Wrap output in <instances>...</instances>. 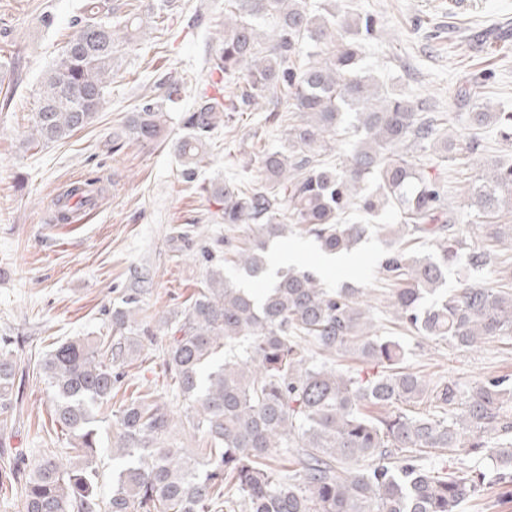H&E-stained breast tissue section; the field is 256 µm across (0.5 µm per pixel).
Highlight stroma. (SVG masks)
Here are the masks:
<instances>
[{"mask_svg":"<svg viewBox=\"0 0 512 512\" xmlns=\"http://www.w3.org/2000/svg\"><path fill=\"white\" fill-rule=\"evenodd\" d=\"M78 0H0V73L16 86L0 106V338L14 340L19 364V409L0 425V450L32 466L44 452L65 448L69 437L52 416V396L34 365L54 342L75 336H108L112 309L123 298L136 300L142 350L123 367L126 394L166 397L174 418L170 441L179 448L200 441L184 427L188 406L172 391L161 346L162 318L180 316L206 275L229 246L252 231L216 223V207L204 190L211 180L250 179L263 150L277 146L283 128L265 112L237 113L233 123L212 137L195 182H185L175 144L181 136L168 123L157 142L124 138L122 131L140 94L149 91L157 69L169 64L184 82V105L208 78L205 60L219 34L210 20L222 16L224 0H184L164 26L145 24L122 46L112 85L92 125L63 143L43 146L29 133L42 72L60 53L70 33ZM314 13L372 18L375 32L364 39L365 63L385 85H398L412 98L440 112H457V138L471 134L469 101H457L456 88L489 73L480 92L492 111L512 112V0H308ZM483 146L450 164L448 201L466 222V242L483 238L473 214L472 185L485 162L512 158L494 129L483 131ZM103 177L105 199L88 223L52 220L57 194L74 178ZM370 225L351 259L354 269H324L323 252L297 225L271 249L300 246L296 267L314 272L323 287L351 285L378 325H386L393 287L380 269L391 244L383 224ZM409 350L410 368L427 381L449 379L462 387L500 375L512 376V341L490 337L460 350L445 342L399 332Z\"/></svg>","mask_w":512,"mask_h":512,"instance_id":"1","label":"stroma"}]
</instances>
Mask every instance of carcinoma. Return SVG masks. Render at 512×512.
<instances>
[{"label":"carcinoma","instance_id":"obj_1","mask_svg":"<svg viewBox=\"0 0 512 512\" xmlns=\"http://www.w3.org/2000/svg\"><path fill=\"white\" fill-rule=\"evenodd\" d=\"M176 0H155L146 18L156 23ZM124 3L83 0L72 33L42 77L31 140L56 143L96 118L112 85L122 38L132 37L143 17L123 13ZM274 22L272 39L260 23ZM222 35L209 55L213 76L179 110L184 131L176 144L182 176L196 177L208 140L235 112L275 100L268 119L282 121L281 107L299 114L286 125L279 148L261 155L249 182L217 181L210 201L226 224L254 225L224 259L248 278L268 273L267 247L297 224L329 256H343L366 236V225L343 221L351 209L379 218L399 209L390 233L400 246L381 262L394 281L391 321L410 332L471 348L493 336L512 340V293L489 283L465 282L448 290V267L465 248L448 208V185L425 173L431 166L464 159L482 147L478 131L493 123L512 141V112L482 104L468 113L470 139L448 134L450 115L415 103L391 89L378 90L359 68L356 40L339 32L346 20L317 15L306 0H224ZM183 82L166 73L138 99L125 133L154 141L168 112L181 100ZM354 134L345 162L326 158L330 144ZM99 179L72 184L57 200L56 220L73 214L69 200L92 204ZM477 213L486 221L482 246L469 249L476 269H512V226L490 220L512 209V161L495 159L473 188ZM411 240L431 252L410 251ZM136 309H112V335L60 343L39 361L54 393V421L70 438L63 461L44 454L28 470L0 457V483L19 491L21 512H460L462 503L487 488L512 483V377H491L463 390L454 381L427 386L405 365L398 339L379 334L370 309L352 288L322 287L309 270L292 266L260 298L231 284L224 266L209 269L201 289L180 318L167 320L165 361L175 391L189 401L186 421L202 447L170 446L166 403L126 399L112 412L117 440L102 446L98 412L117 394L119 368L142 349L132 335ZM0 340V423L15 409L17 368ZM224 348V360L214 361ZM370 366L361 375L336 367V358ZM429 402L427 413L408 406ZM467 448L485 456L492 470L475 475L436 467L431 455ZM121 461L112 492L99 496L98 455Z\"/></svg>","mask_w":512,"mask_h":512}]
</instances>
